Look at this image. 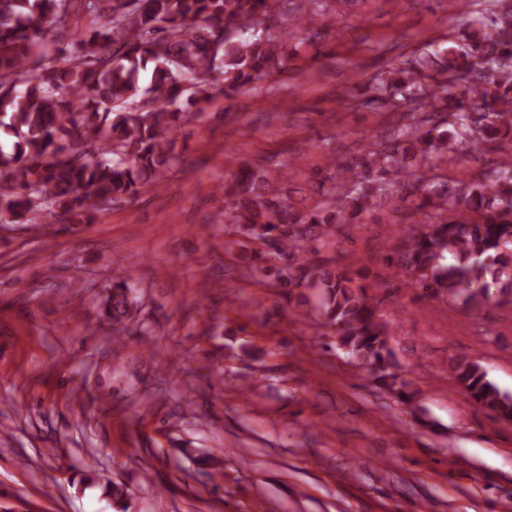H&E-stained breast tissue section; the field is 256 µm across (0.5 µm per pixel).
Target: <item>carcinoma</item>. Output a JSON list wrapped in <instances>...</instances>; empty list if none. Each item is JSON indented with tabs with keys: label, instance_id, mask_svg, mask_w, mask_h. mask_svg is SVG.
Returning <instances> with one entry per match:
<instances>
[{
	"label": "carcinoma",
	"instance_id": "cac0c4a2",
	"mask_svg": "<svg viewBox=\"0 0 512 512\" xmlns=\"http://www.w3.org/2000/svg\"><path fill=\"white\" fill-rule=\"evenodd\" d=\"M288 13V0H0V224H85L109 205L158 189L179 158L178 129L205 107L288 70L292 32L262 36L260 15ZM512 24L499 15L470 21L473 44L401 61L396 77L380 78L365 103L382 92L414 110L393 144L358 161L330 159L338 173L330 197L307 213L285 201V188L245 168L219 187L225 226L240 240L237 258L266 276L257 257L285 264L274 287L320 291L323 326L338 348L372 367L381 388L402 403L415 392L393 372L389 334L376 317L351 264L322 250L336 246L346 208L371 210L378 186L391 182L419 198L425 220L392 241L384 261L408 288L431 298L492 307L512 296V157L491 178L457 186L401 164L399 145H419V159L444 155L460 142L475 153L512 138ZM451 112L455 131L437 132ZM132 279L115 278L101 300L103 319L120 336L138 312ZM451 378L484 409L512 420V396L467 358L448 364Z\"/></svg>",
	"mask_w": 512,
	"mask_h": 512
}]
</instances>
